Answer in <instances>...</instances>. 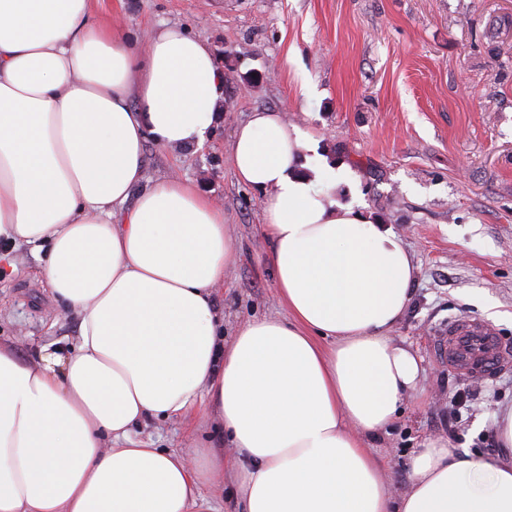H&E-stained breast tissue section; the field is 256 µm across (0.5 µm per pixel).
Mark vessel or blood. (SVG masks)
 <instances>
[{"instance_id":"b4317fda","label":"vessel or blood","mask_w":512,"mask_h":512,"mask_svg":"<svg viewBox=\"0 0 512 512\" xmlns=\"http://www.w3.org/2000/svg\"><path fill=\"white\" fill-rule=\"evenodd\" d=\"M443 353L449 367L462 378H490L512 364V346L505 343L496 328L487 321L468 317L449 323Z\"/></svg>"}]
</instances>
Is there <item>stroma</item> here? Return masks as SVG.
<instances>
[{"mask_svg":"<svg viewBox=\"0 0 512 512\" xmlns=\"http://www.w3.org/2000/svg\"><path fill=\"white\" fill-rule=\"evenodd\" d=\"M145 46L178 26L205 41L224 71L225 108L202 146L171 152L144 143L145 176L177 173L220 202L237 241L215 293L224 335L284 316L259 231L261 191L240 183L233 134L251 112L296 125L309 149L354 174L335 189L398 234L418 273L411 306L393 334L422 360L421 388L372 452L397 492L409 488L410 457L430 437L473 457L512 409V368L469 381L441 355L450 320H491L512 341V0H97ZM17 273L0 268V342L25 335L21 357L73 342L77 323L40 276L36 251L0 242ZM493 304V312L481 302ZM467 390L462 425L448 428V395ZM135 437L158 448H228L212 405L187 425L151 421Z\"/></svg>","mask_w":512,"mask_h":512,"instance_id":"obj_1","label":"stroma"}]
</instances>
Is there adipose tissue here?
Listing matches in <instances>:
<instances>
[{
  "mask_svg": "<svg viewBox=\"0 0 512 512\" xmlns=\"http://www.w3.org/2000/svg\"><path fill=\"white\" fill-rule=\"evenodd\" d=\"M94 0H0V239L45 249L70 348L22 358L0 343V512H212L232 477L241 512H512V458L429 438L395 495L367 445L418 388L392 331L417 267L401 240L329 187L345 164L310 157L279 113L237 126L233 167L261 190L283 318L221 335L214 291L236 255L224 208L143 144L204 143L224 71L200 38L157 30L146 50ZM210 403L237 451L134 441Z\"/></svg>",
  "mask_w": 512,
  "mask_h": 512,
  "instance_id": "obj_1",
  "label": "adipose tissue"
}]
</instances>
